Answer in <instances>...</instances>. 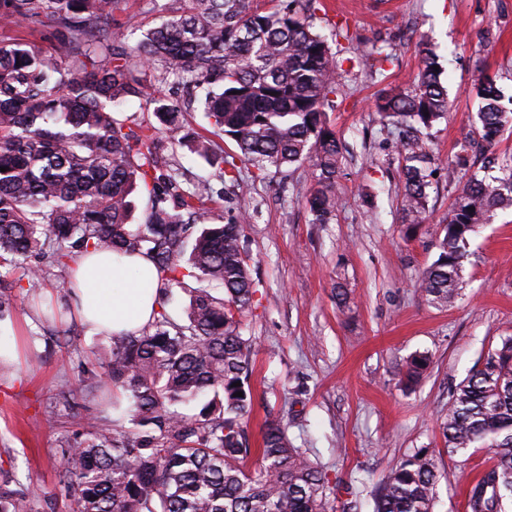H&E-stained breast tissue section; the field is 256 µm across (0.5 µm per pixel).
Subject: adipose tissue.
Wrapping results in <instances>:
<instances>
[{
	"instance_id": "adipose-tissue-1",
	"label": "adipose tissue",
	"mask_w": 512,
	"mask_h": 512,
	"mask_svg": "<svg viewBox=\"0 0 512 512\" xmlns=\"http://www.w3.org/2000/svg\"><path fill=\"white\" fill-rule=\"evenodd\" d=\"M67 294L73 317L92 336H128L151 322L160 307V283L144 254L80 255L72 265Z\"/></svg>"
}]
</instances>
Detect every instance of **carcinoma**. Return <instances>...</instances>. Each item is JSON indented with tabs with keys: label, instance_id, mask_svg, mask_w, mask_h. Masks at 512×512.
<instances>
[{
	"label": "carcinoma",
	"instance_id": "obj_1",
	"mask_svg": "<svg viewBox=\"0 0 512 512\" xmlns=\"http://www.w3.org/2000/svg\"><path fill=\"white\" fill-rule=\"evenodd\" d=\"M122 2L0 0V19L52 41L47 52L18 36L0 38V312L21 287L5 282L16 268L23 267L27 291L36 296L46 268L66 270L89 251L145 253L160 274L161 296L175 287L190 294L185 320L163 306L139 334L110 337L96 358L97 380L81 373L61 381L65 400L79 393L98 398L75 414L79 430L61 457L70 512H361L366 482L330 483L279 422L265 424L255 466H248L244 423L252 410L255 342L242 334L241 318L256 294L240 248L248 208L239 205V219L228 224L203 213L216 193L213 181H236L239 167L221 160L213 179L182 187L157 151L160 130L182 131V113L156 98L144 79L149 71L205 88L203 111L259 175L309 164L315 188L306 203L313 223L326 224L336 211L342 165L325 111L340 85L328 38L299 16L295 0L252 13L240 0H169L170 16L132 43L116 19ZM419 54L413 88L377 104L397 130L409 237L426 213L431 130L449 109L437 55L426 43ZM475 93L474 134L493 146L512 127V109L501 105L491 80ZM134 99L154 105L158 125L113 117L114 107ZM181 143L211 157L203 139L185 134ZM501 170L502 177L472 175L454 198L439 256L420 279L429 303H455L470 236L496 211L512 209V155L501 158ZM138 190L150 207L134 226L131 195ZM200 281L222 295L193 286ZM428 365V355H413L407 380ZM112 392L128 402L126 425L109 426L100 416ZM202 395L209 400L198 413L175 409ZM442 431L450 454L479 447L494 453L468 492L465 512H505L512 495V336L480 356L456 387ZM436 484L434 455L419 448L370 491L374 512H434ZM55 500L0 482V512H55Z\"/></svg>",
	"mask_w": 512,
	"mask_h": 512
}]
</instances>
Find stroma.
<instances>
[{
    "instance_id": "obj_1",
    "label": "stroma",
    "mask_w": 512,
    "mask_h": 512,
    "mask_svg": "<svg viewBox=\"0 0 512 512\" xmlns=\"http://www.w3.org/2000/svg\"><path fill=\"white\" fill-rule=\"evenodd\" d=\"M168 0H125L118 19L131 39L162 20ZM310 24L329 35L341 62L340 89L327 119L342 145L336 215L312 221L306 199L314 188L309 166L264 179L242 169L204 209L227 222L239 200L249 203L243 247L258 303L242 319L256 342L246 421L250 447L261 444L266 421L288 426L330 479L376 486L415 449L433 450L438 472L434 512H464L465 491L492 463L486 448L447 453L441 432L448 398L500 337L512 335V210L472 234L462 298L437 308L419 289L437 259L444 220L470 174H483L482 155L469 171L449 175L448 164L476 127L478 78L493 79L512 95V0H321ZM347 22L334 38L335 23ZM435 45L448 90V117L431 131L436 174L427 189L423 224L405 238L399 210L403 183L394 127L384 126L376 98L412 88L420 67L419 42ZM373 47L391 54L381 68L352 64ZM159 97L182 109L183 130L208 137L214 152L239 157L234 140L213 127L183 85L156 84ZM159 155L182 183L208 178L207 160L159 135ZM20 347L18 362L0 366V473L48 495L60 491L61 449L84 396L65 401L60 382L98 367L103 338L74 326L79 345L59 344L61 324H73L57 276L48 273L41 301L14 289L8 311ZM417 353L431 363L411 387L398 368Z\"/></svg>"
}]
</instances>
